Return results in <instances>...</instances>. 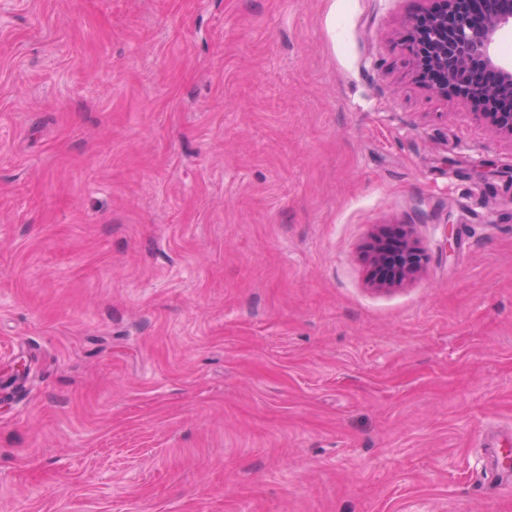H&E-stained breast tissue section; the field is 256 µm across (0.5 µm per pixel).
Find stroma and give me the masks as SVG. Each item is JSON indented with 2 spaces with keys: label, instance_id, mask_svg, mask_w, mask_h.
I'll return each instance as SVG.
<instances>
[{
  "label": "stroma",
  "instance_id": "35a3bbf8",
  "mask_svg": "<svg viewBox=\"0 0 512 512\" xmlns=\"http://www.w3.org/2000/svg\"><path fill=\"white\" fill-rule=\"evenodd\" d=\"M420 4L0 0V512H512V139ZM370 262L377 269L388 270L378 278L380 284L400 282L420 272L429 260L427 253L409 235L399 240L380 239L372 246ZM511 439L509 437L507 444H502L498 439L490 440L492 448V464L495 474L502 479H508L511 476L509 462H507Z\"/></svg>",
  "mask_w": 512,
  "mask_h": 512
}]
</instances>
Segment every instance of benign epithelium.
<instances>
[{
	"instance_id": "obj_1",
	"label": "benign epithelium",
	"mask_w": 512,
	"mask_h": 512,
	"mask_svg": "<svg viewBox=\"0 0 512 512\" xmlns=\"http://www.w3.org/2000/svg\"><path fill=\"white\" fill-rule=\"evenodd\" d=\"M442 9L424 8L409 21L407 50L416 78L443 100L482 107L479 116L498 135L512 139V66L500 60V32L512 26V0H441ZM370 262L386 274L381 284L400 282L420 272L427 253L409 235L380 239L372 246Z\"/></svg>"
}]
</instances>
